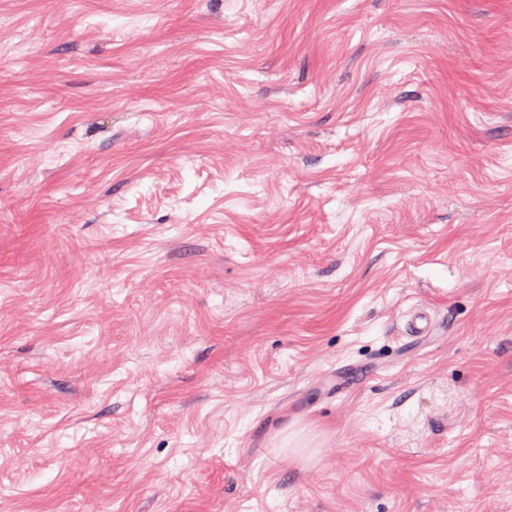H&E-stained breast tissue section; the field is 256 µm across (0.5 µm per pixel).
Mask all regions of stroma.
<instances>
[{"label": "stroma", "mask_w": 512, "mask_h": 512, "mask_svg": "<svg viewBox=\"0 0 512 512\" xmlns=\"http://www.w3.org/2000/svg\"><path fill=\"white\" fill-rule=\"evenodd\" d=\"M0 512H512V0H0ZM319 434L312 432L307 426L299 427L297 422L288 424L272 438V446L288 451V458L300 464H309L318 455L321 442Z\"/></svg>", "instance_id": "1"}]
</instances>
